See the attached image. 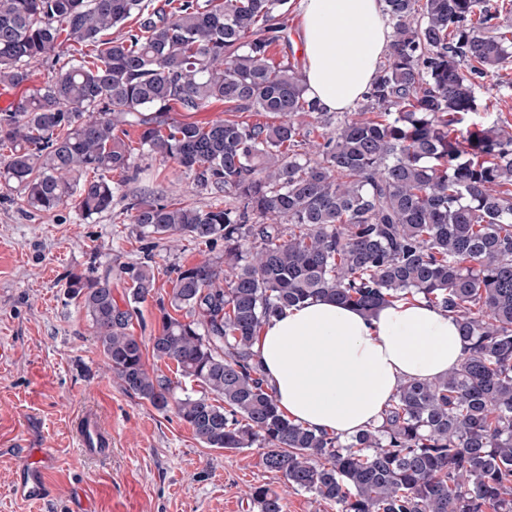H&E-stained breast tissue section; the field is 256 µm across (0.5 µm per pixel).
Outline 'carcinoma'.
<instances>
[{"label":"carcinoma","instance_id":"cac0c4a2","mask_svg":"<svg viewBox=\"0 0 512 512\" xmlns=\"http://www.w3.org/2000/svg\"><path fill=\"white\" fill-rule=\"evenodd\" d=\"M291 0H0V85L68 45L92 46L0 112V178L27 207L72 201L85 218L112 207L141 148L193 175L224 207L143 193L128 204L149 234L224 241V259L174 270L159 301L152 358L201 391L178 397L148 369L132 331L155 290L148 263L72 274L67 295L95 329L124 389L175 411L206 448H257L287 487L338 512H512V135L478 114L475 78L512 61L506 3L383 0L390 51L336 121L306 94L288 55ZM132 20L135 26L125 27ZM119 35L112 37V30ZM224 104L222 121L176 110ZM245 112L265 117L248 122ZM421 296L468 343L434 381H407L381 421L342 437L288 419L254 352L284 309L328 298L368 314ZM187 310L188 319L172 312ZM255 512L284 497L251 486Z\"/></svg>","mask_w":512,"mask_h":512}]
</instances>
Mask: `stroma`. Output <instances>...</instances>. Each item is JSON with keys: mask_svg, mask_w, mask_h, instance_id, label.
I'll use <instances>...</instances> for the list:
<instances>
[{"mask_svg": "<svg viewBox=\"0 0 512 512\" xmlns=\"http://www.w3.org/2000/svg\"><path fill=\"white\" fill-rule=\"evenodd\" d=\"M480 109L512 121V63L481 81ZM120 189L110 210L84 218L74 205L28 213L18 191L0 186V512H253L245 492L266 485L282 492L285 512H337L310 493L286 489L266 470L258 449L203 447L174 412L162 413L123 389L107 368L95 330L66 294L74 273L111 272L122 299L123 268L155 261L152 297L140 305L135 335L157 332L159 300L168 298L174 268L214 261L220 242L147 234L127 204L143 192H174L206 210L215 196L177 164L135 154L133 179L113 172ZM95 410L112 431L106 463L84 461L74 421ZM50 448L49 492L34 502L13 492L16 450L39 457Z\"/></svg>", "mask_w": 512, "mask_h": 512, "instance_id": "35a3bbf8", "label": "stroma"}]
</instances>
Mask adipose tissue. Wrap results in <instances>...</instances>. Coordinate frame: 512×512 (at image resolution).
Returning <instances> with one entry per match:
<instances>
[{
    "mask_svg": "<svg viewBox=\"0 0 512 512\" xmlns=\"http://www.w3.org/2000/svg\"><path fill=\"white\" fill-rule=\"evenodd\" d=\"M302 81L325 112L362 100L390 44L382 0H299ZM289 419L345 437L378 423L399 385L447 374L467 354L456 323L425 300L368 316L331 299L286 309L253 346Z\"/></svg>",
    "mask_w": 512,
    "mask_h": 512,
    "instance_id": "1",
    "label": "adipose tissue"
}]
</instances>
